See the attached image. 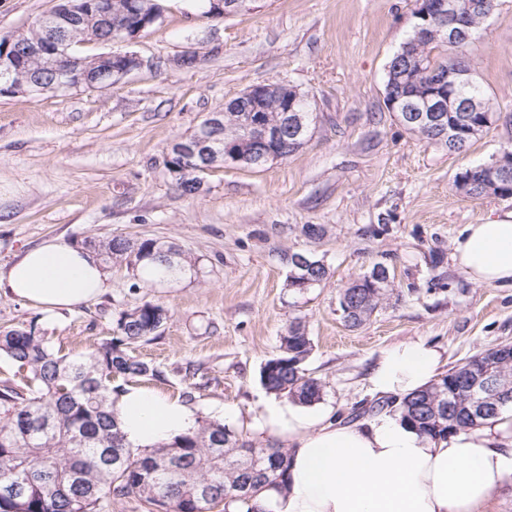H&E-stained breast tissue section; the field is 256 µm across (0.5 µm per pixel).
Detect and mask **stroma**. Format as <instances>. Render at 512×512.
<instances>
[{
  "label": "stroma",
  "instance_id": "obj_1",
  "mask_svg": "<svg viewBox=\"0 0 512 512\" xmlns=\"http://www.w3.org/2000/svg\"><path fill=\"white\" fill-rule=\"evenodd\" d=\"M408 2L253 0L213 19L193 0H168L162 21L127 46L143 67L111 87L0 97V264L51 238L112 236L155 239L191 260L187 279L154 288L137 287L126 263L107 265L104 294L54 318L0 296V331L34 321L51 347L78 357L110 338L121 311L158 302L166 324L133 347L161 372L145 386L190 398L241 443L269 397L260 368L292 321L312 338L305 369L322 381V403L349 422L375 404L369 371L387 347L422 338L454 367L512 343V286L472 283L452 261L465 225L512 214V198L453 187L459 172L512 148V0L468 48L496 121L461 154L384 104L387 65L411 28ZM53 5L0 0V36L29 30ZM267 81L308 95L306 143L262 168H213L183 195L164 164L171 143ZM307 224L322 236H306ZM295 253L321 260L327 278L293 292ZM378 263L392 292L349 326L339 296Z\"/></svg>",
  "mask_w": 512,
  "mask_h": 512
}]
</instances>
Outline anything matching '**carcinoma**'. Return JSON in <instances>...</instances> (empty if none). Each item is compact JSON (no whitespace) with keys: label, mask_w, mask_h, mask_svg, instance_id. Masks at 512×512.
<instances>
[{"label":"carcinoma","mask_w":512,"mask_h":512,"mask_svg":"<svg viewBox=\"0 0 512 512\" xmlns=\"http://www.w3.org/2000/svg\"><path fill=\"white\" fill-rule=\"evenodd\" d=\"M467 48H450L440 34L418 48L407 61L392 57L389 67L406 68L412 78L409 93L421 101L437 74L468 72ZM426 66H418V58ZM460 88L466 99L489 109L486 92L472 76ZM103 262L122 259L134 269L145 260L164 267L159 282L173 276L179 257H167L169 245L155 240L132 243L114 236L90 240ZM291 257L288 287L301 293L327 275L325 265L302 267ZM387 267L377 263L368 275L351 283L340 297L345 321L362 324L387 293ZM168 311L145 301L120 312L114 336L77 359L55 351L35 322L0 333V355L26 368L21 389L0 385V512H109L114 498H137L152 512H211L219 504L233 512H263L251 501L267 485L282 478L288 468V449L251 448L241 451L224 423L207 417L198 428L150 450L128 448L119 430L112 393L114 379L126 382L158 377L161 371L128 352V345L157 334L155 323ZM313 349L312 339L299 321L281 337L280 353L260 370L267 392L299 403L319 401L323 384L303 367ZM493 367L512 376V356L500 358L490 349L448 370L426 389L396 401L377 405L400 414L425 436H446L451 430L470 429L498 417L509 401L480 410L471 390L467 369Z\"/></svg>","instance_id":"obj_1"}]
</instances>
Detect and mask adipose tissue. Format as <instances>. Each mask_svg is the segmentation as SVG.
I'll return each mask as SVG.
<instances>
[{
	"mask_svg": "<svg viewBox=\"0 0 512 512\" xmlns=\"http://www.w3.org/2000/svg\"><path fill=\"white\" fill-rule=\"evenodd\" d=\"M452 258L474 283L512 285V218L466 225ZM106 282L93 249L58 239L0 264V295L51 316L81 308ZM446 365L426 342H404L381 352L369 372V390L400 398L436 382ZM112 399L125 444L134 450L198 426L193 406L145 386H124ZM250 426L261 440L283 442L289 450L284 483L256 498L264 512H487L512 473V413L430 438L396 414L346 423L332 409L272 397Z\"/></svg>",
	"mask_w": 512,
	"mask_h": 512,
	"instance_id": "adipose-tissue-1",
	"label": "adipose tissue"
}]
</instances>
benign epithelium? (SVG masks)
<instances>
[{
    "mask_svg": "<svg viewBox=\"0 0 512 512\" xmlns=\"http://www.w3.org/2000/svg\"><path fill=\"white\" fill-rule=\"evenodd\" d=\"M248 0H211L207 14L226 17L247 7ZM480 14L487 21L493 11L482 0H472L467 12L460 13L456 0H411L410 16L414 20L417 40L425 41L434 34V26L445 30L444 41L453 48L472 40L469 13ZM164 11L148 0H55V6L42 21V33L33 39L17 40L6 36L0 41V94L26 95L38 98L47 93L68 90L100 89L111 86L130 72L143 66L131 52L100 54L91 62L72 56L74 36L85 34L84 42L115 44L133 41L139 33L160 23ZM111 31L106 38L94 32ZM464 74L440 76L433 90L423 97L427 111L403 108L406 122L439 132L447 138L462 127L485 129L492 124L489 111L472 121L470 113L478 111L474 102L457 92ZM281 82H265L249 86L239 96L224 101V107L206 115L190 135L176 139L165 156V164L177 181L192 180L201 186V174L228 163L259 168L283 159L277 143L285 135L301 138L308 133L310 114L301 106L304 98L299 89L293 95L281 89ZM279 112L274 118L271 111ZM238 113L237 138L224 146V115ZM455 112V126L448 127V113ZM486 176L505 184L512 182V150L505 148L484 166ZM486 395L485 404L497 406L512 399V379L488 368L476 379Z\"/></svg>",
    "mask_w": 512,
    "mask_h": 512,
    "instance_id": "obj_1",
    "label": "benign epithelium"
}]
</instances>
